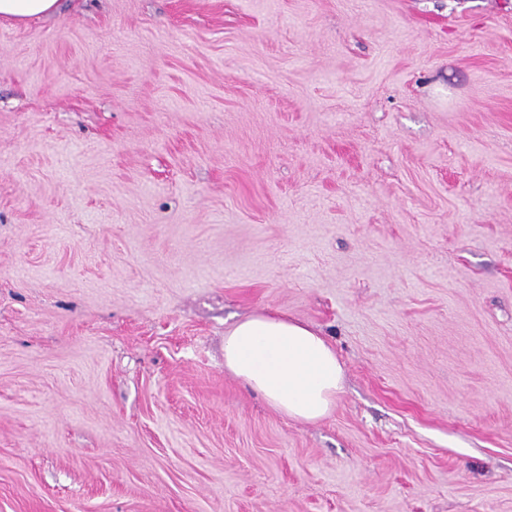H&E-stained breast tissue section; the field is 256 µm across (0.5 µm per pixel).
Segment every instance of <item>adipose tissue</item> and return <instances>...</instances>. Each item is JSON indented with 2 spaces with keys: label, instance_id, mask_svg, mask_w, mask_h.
<instances>
[{
  "label": "adipose tissue",
  "instance_id": "adipose-tissue-1",
  "mask_svg": "<svg viewBox=\"0 0 512 512\" xmlns=\"http://www.w3.org/2000/svg\"><path fill=\"white\" fill-rule=\"evenodd\" d=\"M224 367L279 413L312 422L328 416L342 390L335 350L310 326L255 313L224 334Z\"/></svg>",
  "mask_w": 512,
  "mask_h": 512
}]
</instances>
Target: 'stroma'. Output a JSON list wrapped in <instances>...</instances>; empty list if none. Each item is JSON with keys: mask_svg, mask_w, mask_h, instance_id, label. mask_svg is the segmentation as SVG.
Wrapping results in <instances>:
<instances>
[{"mask_svg": "<svg viewBox=\"0 0 512 512\" xmlns=\"http://www.w3.org/2000/svg\"><path fill=\"white\" fill-rule=\"evenodd\" d=\"M263 311L327 417L225 370ZM0 512H512V0L0 18ZM224 368L279 413L312 422L328 416L342 391L335 350L310 326L255 313L224 333Z\"/></svg>", "mask_w": 512, "mask_h": 512, "instance_id": "1", "label": "stroma"}]
</instances>
